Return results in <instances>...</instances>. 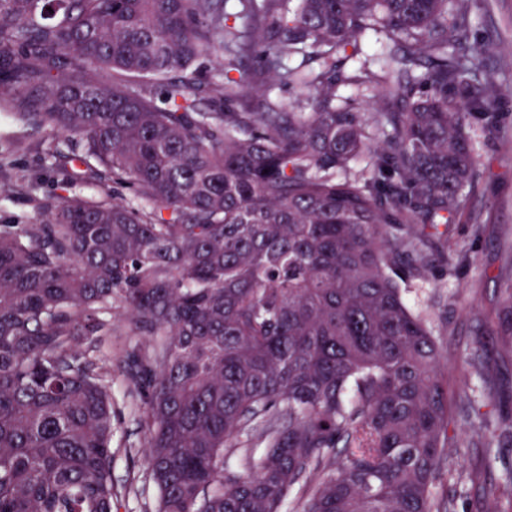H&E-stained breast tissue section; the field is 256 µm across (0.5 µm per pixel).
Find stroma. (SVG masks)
Instances as JSON below:
<instances>
[{
  "label": "stroma",
  "instance_id": "1",
  "mask_svg": "<svg viewBox=\"0 0 512 512\" xmlns=\"http://www.w3.org/2000/svg\"><path fill=\"white\" fill-rule=\"evenodd\" d=\"M473 39L490 45L487 66L512 84V0H489L471 30ZM501 133L482 145L471 187L448 234V248L457 255L454 269L434 263L426 279L416 283L412 302L430 307L439 343L448 361V389L453 412L448 427L451 445L461 454L459 477L448 485L454 512H487L483 481L500 480L512 466V351L495 329L512 317L506 302L512 287V97L499 105ZM47 127L24 128L0 116V224H30L44 203L72 196L98 198L111 192V183L92 185L81 165L61 169L46 148L56 141ZM480 350L490 390L473 374L468 358ZM112 474L117 489L114 512H155L157 491L144 457L140 398L120 364L112 366ZM486 405L491 427L502 434L491 450L475 441V405Z\"/></svg>",
  "mask_w": 512,
  "mask_h": 512
}]
</instances>
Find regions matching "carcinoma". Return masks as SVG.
<instances>
[{
	"instance_id": "carcinoma-1",
	"label": "carcinoma",
	"mask_w": 512,
	"mask_h": 512,
	"mask_svg": "<svg viewBox=\"0 0 512 512\" xmlns=\"http://www.w3.org/2000/svg\"><path fill=\"white\" fill-rule=\"evenodd\" d=\"M237 3L0 0V111L127 190L0 224V512H112L117 310L150 339L156 512H453L448 365L406 295L453 265L512 95L482 0ZM482 493L512 512V470Z\"/></svg>"
}]
</instances>
